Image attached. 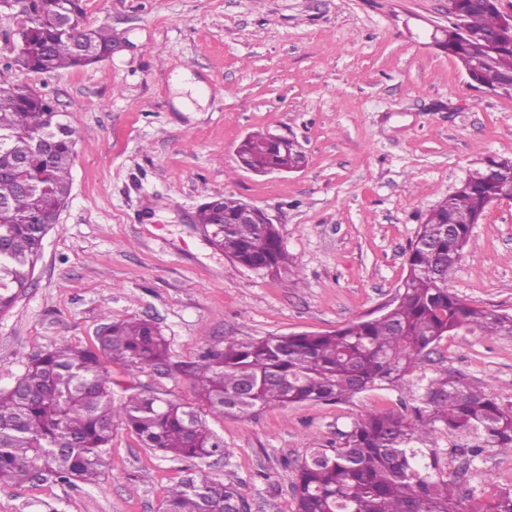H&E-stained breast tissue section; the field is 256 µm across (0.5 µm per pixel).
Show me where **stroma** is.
<instances>
[{"label": "stroma", "mask_w": 512, "mask_h": 512, "mask_svg": "<svg viewBox=\"0 0 512 512\" xmlns=\"http://www.w3.org/2000/svg\"><path fill=\"white\" fill-rule=\"evenodd\" d=\"M86 25L111 26L110 60L58 74L15 62L14 25L0 20V88L50 98L75 133L72 191L43 241L32 286L0 315V388L31 356L95 348L104 325L159 326L174 362L205 348L379 315L407 272L428 211L487 157H512V96L470 84L433 37L448 0H84ZM189 74L205 104L178 111ZM296 139L297 172L258 174L238 161L253 132ZM226 194L274 216L290 258L271 277L232 261L196 215ZM451 287L512 314V199L473 228ZM512 402V334L460 329L425 357ZM112 395L149 389L199 407L188 376L112 366ZM406 414L387 386L246 416H207L229 454L206 470L233 484L250 512H294L290 481L311 444L328 448L370 412ZM93 485L0 484V512H162L184 462L114 425ZM464 486L489 501L512 486V454L488 450Z\"/></svg>", "instance_id": "1"}]
</instances>
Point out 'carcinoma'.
<instances>
[{"label": "carcinoma", "instance_id": "1", "mask_svg": "<svg viewBox=\"0 0 512 512\" xmlns=\"http://www.w3.org/2000/svg\"><path fill=\"white\" fill-rule=\"evenodd\" d=\"M69 0L21 3L28 27L17 36V63L55 74L94 64L93 55L113 46L108 26L89 27L84 15L63 27ZM464 27L452 22L437 47L454 57L475 87L512 96V35L501 30L498 0H454ZM64 125L43 96L0 89V315L31 287L43 239L71 192L74 136L56 135ZM55 136L47 156L36 143ZM28 154L29 186H18L15 157ZM238 158L249 168L299 169L306 156L297 142L253 133ZM512 158L489 157L427 215L409 247L407 274L382 314L351 321L327 333L270 336L250 342L224 339L195 362L174 364L187 375L198 399L217 415L247 414L271 405L340 399L378 383L401 386L415 405L408 415L369 413L354 421L332 448L312 447L291 479L295 512H512V488L496 491L485 508L462 507L457 472L448 470V449L461 448L473 465L488 448L512 453V403L470 387L446 370L415 372L446 336L461 329L484 336L512 333V315L470 304L450 287L473 226L512 181L496 176ZM197 223L211 228L223 250L240 265L277 275L288 252L274 224H224L242 201L215 197ZM127 370L164 365L168 346L159 326L144 319L110 322L96 350L63 347L32 358L9 389H0V484L34 480L38 466L66 483H96L107 467L113 422L122 419L147 448L172 459L203 460L228 450L197 411L144 392L120 404L112 399V372L103 359ZM237 489L196 468L173 484L165 512H231Z\"/></svg>", "mask_w": 512, "mask_h": 512}]
</instances>
